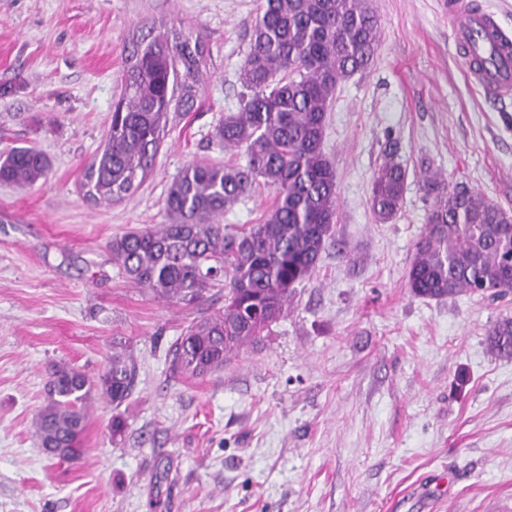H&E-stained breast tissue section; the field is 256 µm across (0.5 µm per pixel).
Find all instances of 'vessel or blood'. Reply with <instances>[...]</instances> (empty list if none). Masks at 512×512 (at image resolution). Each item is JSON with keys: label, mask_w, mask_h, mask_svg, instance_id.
Returning <instances> with one entry per match:
<instances>
[{"label": "vessel or blood", "mask_w": 512, "mask_h": 512, "mask_svg": "<svg viewBox=\"0 0 512 512\" xmlns=\"http://www.w3.org/2000/svg\"><path fill=\"white\" fill-rule=\"evenodd\" d=\"M448 24L470 80L493 101L512 98V33L474 0H448Z\"/></svg>", "instance_id": "1"}]
</instances>
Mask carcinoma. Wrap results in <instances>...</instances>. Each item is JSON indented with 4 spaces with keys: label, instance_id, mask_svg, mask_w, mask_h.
I'll list each match as a JSON object with an SVG mask.
<instances>
[{
    "label": "carcinoma",
    "instance_id": "obj_1",
    "mask_svg": "<svg viewBox=\"0 0 512 512\" xmlns=\"http://www.w3.org/2000/svg\"><path fill=\"white\" fill-rule=\"evenodd\" d=\"M250 49L239 69L240 108L224 115L215 136L243 164L194 162L169 185L167 223L112 238V261L138 288L169 302L200 303L224 283V308L191 323L171 347L173 372L203 377L261 339L310 279L334 234L337 175L323 150L327 112L341 82L369 68L380 41L370 0H261ZM203 48L188 37L146 35L126 58L120 96L101 149L84 168L82 190L95 204L119 203L151 172L171 111H189L201 85ZM398 144L385 145L374 173L370 209L381 223L401 210L407 168ZM48 158L33 147L0 157V183L33 186L47 179ZM259 185L273 193L263 222L236 232L224 210ZM424 234L407 271L411 293L442 300L461 294L512 293V213L426 168ZM497 355L512 358V317L489 331ZM130 359L112 354L92 379L66 364L48 368L47 401L34 418L50 457L75 458L97 395L118 408L133 388Z\"/></svg>",
    "mask_w": 512,
    "mask_h": 512
}]
</instances>
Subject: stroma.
Wrapping results in <instances>:
<instances>
[{
	"instance_id": "stroma-1",
	"label": "stroma",
	"mask_w": 512,
	"mask_h": 512,
	"mask_svg": "<svg viewBox=\"0 0 512 512\" xmlns=\"http://www.w3.org/2000/svg\"><path fill=\"white\" fill-rule=\"evenodd\" d=\"M443 0H372L381 39L327 114L337 221L287 313L223 369L173 375L168 349L224 304L158 300L106 245L165 223L170 183L195 161L243 162L215 136L238 111L240 65L261 0H0V152L33 145L46 182L0 185V512H490L512 504V358L489 330L502 300L411 294L406 273L429 208L419 178L440 171L512 212V100L485 99L448 34ZM208 54L195 105L170 115L151 175L96 205L80 183L105 137L125 59L149 33ZM409 171L387 223L369 205L388 141ZM255 189L221 218L261 223ZM133 359L119 409L93 399L76 459L49 458L33 418L46 369L97 376ZM126 428L112 438L113 416Z\"/></svg>"
}]
</instances>
